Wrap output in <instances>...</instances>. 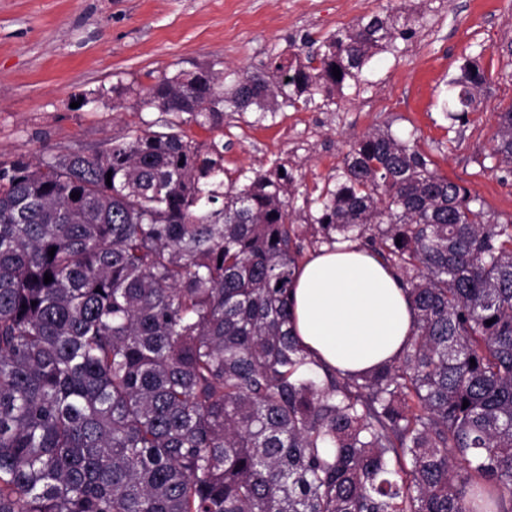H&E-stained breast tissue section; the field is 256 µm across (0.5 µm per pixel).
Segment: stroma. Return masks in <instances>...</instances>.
Listing matches in <instances>:
<instances>
[{"label": "stroma", "mask_w": 512, "mask_h": 512, "mask_svg": "<svg viewBox=\"0 0 512 512\" xmlns=\"http://www.w3.org/2000/svg\"><path fill=\"white\" fill-rule=\"evenodd\" d=\"M382 11L416 17L412 37L329 104L262 121L228 112L223 127L187 134L217 145L229 181L285 165L301 213L335 186L350 146L387 125L494 219L512 218V177L491 156L496 114L512 107V0H0V161L103 149L160 120L142 99L162 76L217 61L244 70ZM469 60L488 90L454 121L448 82Z\"/></svg>", "instance_id": "stroma-1"}]
</instances>
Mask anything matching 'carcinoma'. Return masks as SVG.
Wrapping results in <instances>:
<instances>
[{
  "label": "carcinoma",
  "mask_w": 512,
  "mask_h": 512,
  "mask_svg": "<svg viewBox=\"0 0 512 512\" xmlns=\"http://www.w3.org/2000/svg\"><path fill=\"white\" fill-rule=\"evenodd\" d=\"M412 26L180 70L143 100L158 129L0 162V512H512V222L387 126L352 145L304 221L393 268L416 333L343 376L293 335L292 176L226 186L184 130L327 99ZM485 83L461 67L453 119ZM492 156L512 175V107Z\"/></svg>",
  "instance_id": "obj_1"
}]
</instances>
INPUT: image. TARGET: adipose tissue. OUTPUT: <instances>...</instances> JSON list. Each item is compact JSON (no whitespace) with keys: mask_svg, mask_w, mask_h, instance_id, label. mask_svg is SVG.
Returning <instances> with one entry per match:
<instances>
[{"mask_svg":"<svg viewBox=\"0 0 512 512\" xmlns=\"http://www.w3.org/2000/svg\"><path fill=\"white\" fill-rule=\"evenodd\" d=\"M293 332L315 360L356 375L401 355L416 330L407 291L355 242L323 248L297 270Z\"/></svg>","mask_w":512,"mask_h":512,"instance_id":"adipose-tissue-1","label":"adipose tissue"}]
</instances>
